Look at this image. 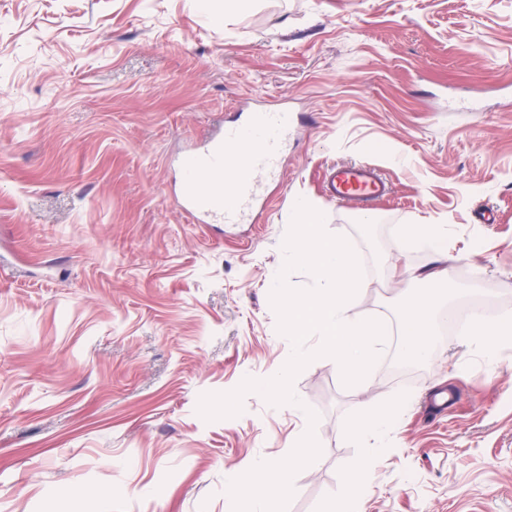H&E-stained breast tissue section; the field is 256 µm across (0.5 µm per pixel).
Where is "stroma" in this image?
Segmentation results:
<instances>
[{"mask_svg": "<svg viewBox=\"0 0 512 512\" xmlns=\"http://www.w3.org/2000/svg\"><path fill=\"white\" fill-rule=\"evenodd\" d=\"M223 9L0 0V512H225L226 471L284 459L310 426L321 456L286 512H334L369 453L358 512H512V335L439 331L405 368L384 346L363 394L317 358L293 384L313 426L252 392L237 416L197 412L291 355L270 293L301 199L359 260L351 317L400 324L431 262L406 224L448 227L460 293L436 315L476 295L512 312V0ZM283 102L300 120L263 205L190 223L178 158L216 120ZM361 162L392 185L365 226L325 183ZM438 392L457 404L435 411ZM398 398L385 436L344 434Z\"/></svg>", "mask_w": 512, "mask_h": 512, "instance_id": "obj_1", "label": "stroma"}]
</instances>
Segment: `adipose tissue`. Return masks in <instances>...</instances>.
I'll return each instance as SVG.
<instances>
[{"label": "adipose tissue", "instance_id": "adipose-tissue-1", "mask_svg": "<svg viewBox=\"0 0 512 512\" xmlns=\"http://www.w3.org/2000/svg\"><path fill=\"white\" fill-rule=\"evenodd\" d=\"M446 230L434 224L406 225L403 240L406 245L431 253L434 269L417 273L414 277L417 289L411 294L403 327L400 331L402 354L411 360H430L433 350L430 336V314L437 295L448 294V271L443 264L448 254L442 246Z\"/></svg>", "mask_w": 512, "mask_h": 512}]
</instances>
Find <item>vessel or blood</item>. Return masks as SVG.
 <instances>
[{
    "mask_svg": "<svg viewBox=\"0 0 512 512\" xmlns=\"http://www.w3.org/2000/svg\"><path fill=\"white\" fill-rule=\"evenodd\" d=\"M296 124L294 112L281 107L251 113L243 124L220 127L206 143L179 158L180 207L200 223H243L262 197V177L279 175ZM246 141L253 142V149L237 153ZM326 187L336 200L356 209L388 193L387 184L367 164L333 167Z\"/></svg>",
    "mask_w": 512,
    "mask_h": 512,
    "instance_id": "vessel-or-blood-1",
    "label": "vessel or blood"
}]
</instances>
